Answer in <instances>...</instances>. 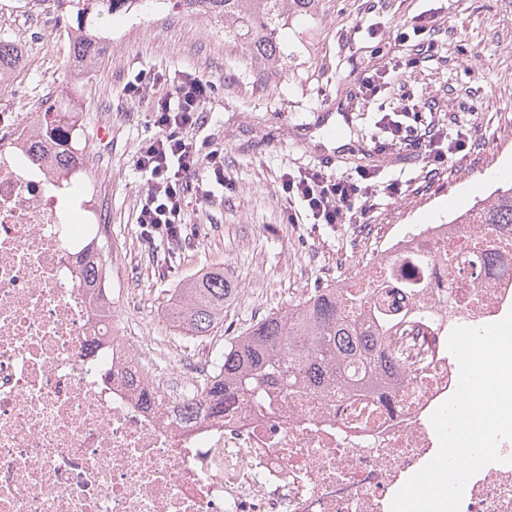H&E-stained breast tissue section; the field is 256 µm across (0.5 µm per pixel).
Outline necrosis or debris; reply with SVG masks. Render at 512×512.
<instances>
[{
	"label": "necrosis or debris",
	"mask_w": 512,
	"mask_h": 512,
	"mask_svg": "<svg viewBox=\"0 0 512 512\" xmlns=\"http://www.w3.org/2000/svg\"><path fill=\"white\" fill-rule=\"evenodd\" d=\"M44 126L40 112L0 114V512H390L437 453L430 416L458 387L447 325L484 326L512 308V251L476 272L433 259L424 287L385 290L404 318L384 345L412 369L391 393H281L194 425L180 410L211 373V352L151 373L155 406L121 384L149 354L120 317H92L74 266L85 237L103 232L101 191L80 167L54 166ZM475 233L437 224L424 240L396 237L336 285L385 275L390 250L459 249ZM499 451L503 462L468 481L460 512H512V440Z\"/></svg>",
	"instance_id": "necrosis-or-debris-1"
}]
</instances>
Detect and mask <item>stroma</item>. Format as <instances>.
I'll return each instance as SVG.
<instances>
[{
  "label": "stroma",
  "instance_id": "obj_1",
  "mask_svg": "<svg viewBox=\"0 0 512 512\" xmlns=\"http://www.w3.org/2000/svg\"><path fill=\"white\" fill-rule=\"evenodd\" d=\"M58 0L38 11L0 10V35L26 39L32 64L0 86V112L53 107L71 112L84 177L100 186L113 302L139 334L166 319L181 283L220 264L237 289L207 336L164 328L191 347H224L259 319L310 290L364 269L392 235L450 220L495 188L512 185V0H320L315 15L289 19L282 66L250 65L223 25L173 0H143L112 16L111 48L96 73L74 72L70 24H54ZM437 18L438 52L402 77H386L369 104L357 103L362 74L382 65L380 47L413 17ZM186 71L214 84L203 123L188 133L200 154L218 151L228 178L211 201H192L178 244L145 240L136 216L146 178L136 160L155 138L151 97L133 101L127 83ZM435 104L409 116L417 129L467 133L464 151L434 163L397 143L385 118L402 90ZM333 156L323 166L322 156ZM326 167L368 169L379 192L359 224L312 223L289 200L284 175ZM396 184V196L384 188ZM138 295L120 296L127 284Z\"/></svg>",
  "mask_w": 512,
  "mask_h": 512
}]
</instances>
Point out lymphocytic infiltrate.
Wrapping results in <instances>:
<instances>
[{
	"label": "lymphocytic infiltrate",
	"mask_w": 512,
	"mask_h": 512,
	"mask_svg": "<svg viewBox=\"0 0 512 512\" xmlns=\"http://www.w3.org/2000/svg\"><path fill=\"white\" fill-rule=\"evenodd\" d=\"M435 29L434 18L417 15L412 26L414 34L421 37L416 56L404 60L391 57L383 65L364 72L362 100L372 101L381 79L389 73L416 67L419 59L432 57L437 47L431 37ZM162 84L153 106L160 133L136 161L147 184L136 222L145 237L159 234L166 240L177 241L181 238L188 195H195L201 201L212 200L216 188L225 181L224 160L214 151L207 158H200L195 144L184 135L186 129L202 123L211 81L182 72L163 79ZM393 134L400 143L432 154L438 161L456 155L465 143L461 135L448 142L439 132L432 130L420 136L411 127L400 124L395 125ZM371 177L367 170L332 176L311 169L299 179L285 180L283 188L306 204L315 223L356 224L364 217L374 195L368 184Z\"/></svg>",
	"instance_id": "f902f5d3"
}]
</instances>
